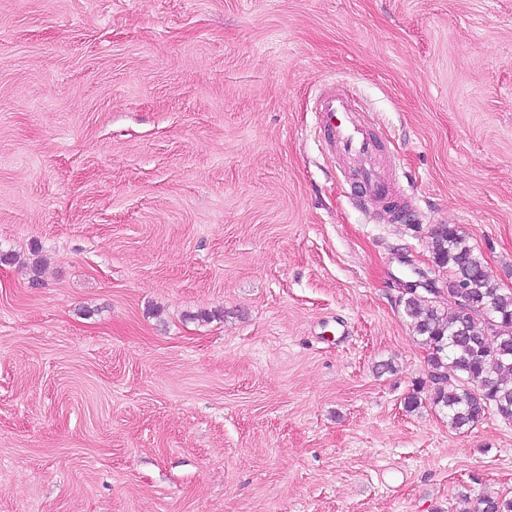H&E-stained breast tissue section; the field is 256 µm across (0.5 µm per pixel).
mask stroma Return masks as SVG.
<instances>
[{
  "instance_id": "obj_1",
  "label": "stroma",
  "mask_w": 512,
  "mask_h": 512,
  "mask_svg": "<svg viewBox=\"0 0 512 512\" xmlns=\"http://www.w3.org/2000/svg\"><path fill=\"white\" fill-rule=\"evenodd\" d=\"M333 82L408 219L322 150ZM436 224L512 291V0H0V512L512 497L399 303Z\"/></svg>"
}]
</instances>
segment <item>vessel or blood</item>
I'll return each mask as SVG.
<instances>
[{"label":"vessel or blood","instance_id":"vessel-or-blood-1","mask_svg":"<svg viewBox=\"0 0 512 512\" xmlns=\"http://www.w3.org/2000/svg\"><path fill=\"white\" fill-rule=\"evenodd\" d=\"M316 110L328 149L341 160L357 159L354 184L358 202L401 209L408 198L398 190L392 166L379 154L375 138L367 131L352 98L343 90L327 88Z\"/></svg>","mask_w":512,"mask_h":512}]
</instances>
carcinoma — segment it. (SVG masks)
Instances as JSON below:
<instances>
[{"instance_id": "obj_1", "label": "carcinoma", "mask_w": 512, "mask_h": 512, "mask_svg": "<svg viewBox=\"0 0 512 512\" xmlns=\"http://www.w3.org/2000/svg\"><path fill=\"white\" fill-rule=\"evenodd\" d=\"M433 263L454 299L443 310L437 293L400 298L412 331L428 350L433 404L448 411V425L471 428L495 411L512 422V292L500 288L467 235L437 224ZM479 512H512V499H479Z\"/></svg>"}]
</instances>
